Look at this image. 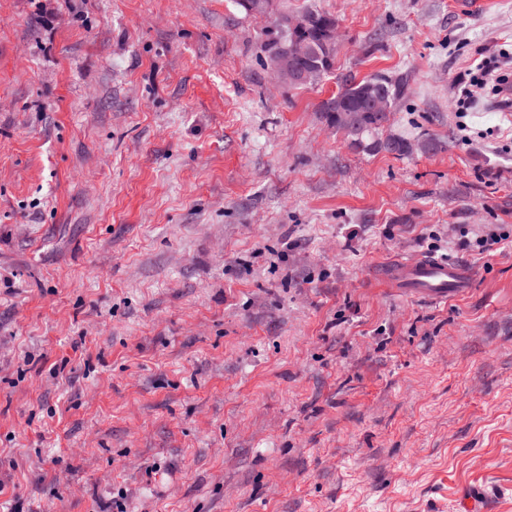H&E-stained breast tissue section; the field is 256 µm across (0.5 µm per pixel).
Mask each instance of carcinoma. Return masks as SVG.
Here are the masks:
<instances>
[{"instance_id":"obj_1","label":"carcinoma","mask_w":512,"mask_h":512,"mask_svg":"<svg viewBox=\"0 0 512 512\" xmlns=\"http://www.w3.org/2000/svg\"><path fill=\"white\" fill-rule=\"evenodd\" d=\"M277 0H236V4L247 15L270 16L271 22L264 32L265 39L261 45L264 54V62L268 63L277 57L281 48L291 43L293 31L288 27V20L292 15L284 10H275ZM308 20V27L304 35L311 42L319 39L320 34L335 19L327 13L317 9H307L300 12ZM374 84L381 94L384 102L385 111L383 112H349L342 115L337 112L334 105L335 98L324 102L321 106L323 112L336 113V125L348 128V135L356 137L360 134H375L387 120L388 112L394 101L403 93L404 84L400 81L392 80L384 76H373L368 79L356 81L352 78H340V89L336 93V98H340L344 103L355 107L361 106V101L365 98L368 84Z\"/></svg>"}]
</instances>
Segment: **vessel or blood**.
<instances>
[{
    "label": "vessel or blood",
    "mask_w": 512,
    "mask_h": 512,
    "mask_svg": "<svg viewBox=\"0 0 512 512\" xmlns=\"http://www.w3.org/2000/svg\"><path fill=\"white\" fill-rule=\"evenodd\" d=\"M382 278L389 287L436 298L462 294L473 284V273L464 263L435 257L392 261Z\"/></svg>",
    "instance_id": "b4317fda"
}]
</instances>
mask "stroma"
Listing matches in <instances>:
<instances>
[{
  "mask_svg": "<svg viewBox=\"0 0 512 512\" xmlns=\"http://www.w3.org/2000/svg\"><path fill=\"white\" fill-rule=\"evenodd\" d=\"M285 5L337 23L309 85L235 0H0V512H512V112L458 102L512 0ZM421 255L472 288L380 284ZM339 80V91L334 98L322 104L321 110L322 112H336V126L348 128L347 134L352 138L360 134L372 135L377 133L387 120V112H391L394 101L404 91L402 82L384 76H373L359 82L347 77H340ZM368 83H373L379 92L372 88L365 97ZM379 93L384 102V112H375L380 108ZM337 98H340L345 104L355 107H360L361 101L365 98L364 103L371 112H349L345 108L342 112H337L338 109L334 105ZM341 113H347V115L344 116Z\"/></svg>",
  "mask_w": 512,
  "mask_h": 512,
  "instance_id": "stroma-1",
  "label": "stroma"
}]
</instances>
